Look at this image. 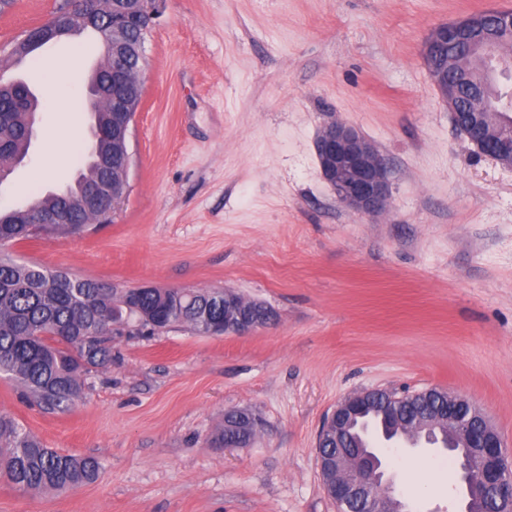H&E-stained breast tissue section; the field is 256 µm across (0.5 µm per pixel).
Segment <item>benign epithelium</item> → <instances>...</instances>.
<instances>
[{
    "mask_svg": "<svg viewBox=\"0 0 512 512\" xmlns=\"http://www.w3.org/2000/svg\"><path fill=\"white\" fill-rule=\"evenodd\" d=\"M156 0H95L92 18L111 24V34L104 44V58L111 70L108 92L109 111L112 112V130L120 146L117 161L101 157L100 168L112 171V164L129 170L132 155L129 151L132 103L130 77L142 74L140 63L144 53L142 21L153 19ZM491 24L501 32L512 33V10L487 9L461 20L434 27L425 39L421 54L430 76L448 101L457 94V83L470 72L479 69L485 79L492 76V64L512 49V38L500 40L490 47L471 44L465 49L452 47L465 30L480 29ZM455 127L472 143L478 153L512 166V119L486 112L469 98L462 109H451ZM316 154L323 178L331 186L336 201L359 214L377 216L387 210L390 186L387 167L378 149L361 132L342 122L330 121L322 126L316 142ZM122 187L112 178H98L87 183L81 195L82 204L89 211L120 194ZM239 293L224 290L223 335H247L271 325L274 310L253 299L238 302ZM377 390H365L340 401L327 419L322 438L340 437L364 414ZM418 395L445 396L448 411L413 423V427L398 428L399 436L376 439L359 447L354 458L338 452L332 458L319 455L325 476L328 496L336 504L337 512H345L358 494L372 489L394 491V479L388 474L377 452L380 445L388 447L420 448L434 442L435 431L448 432L450 446L464 449L459 463V478L465 488L463 512H512V461L503 440L488 417L469 398L430 388ZM224 424L235 425L240 435L224 437V447H248L260 427L259 420L246 409L229 408L224 412ZM480 455L482 470L478 481H473L471 454Z\"/></svg>",
    "mask_w": 512,
    "mask_h": 512,
    "instance_id": "obj_1",
    "label": "benign epithelium"
}]
</instances>
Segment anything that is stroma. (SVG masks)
Listing matches in <instances>:
<instances>
[{
    "instance_id": "35a3bbf8",
    "label": "stroma",
    "mask_w": 512,
    "mask_h": 512,
    "mask_svg": "<svg viewBox=\"0 0 512 512\" xmlns=\"http://www.w3.org/2000/svg\"><path fill=\"white\" fill-rule=\"evenodd\" d=\"M60 0L0 9V57ZM512 0H159L131 124L129 192L95 231L9 245L21 262L120 288H231L276 313L248 336L175 328L112 344L63 413L0 376V413L48 448L91 457L94 481L22 491L0 512H336L317 438L342 399L445 388L473 399L512 453V167L454 126L422 60L430 30ZM92 32L0 69L45 94L53 69L88 77ZM384 157L390 206L345 209L314 141L329 119ZM45 106L0 208L69 182L74 158L32 179L54 146ZM228 408L262 425L216 435ZM411 512H460L443 451H381ZM228 424L235 425L240 429V435L229 439L224 436V427L220 430L217 437L218 441L224 442V447H248L260 427L259 420L246 409L229 408L224 412V426Z\"/></svg>"
}]
</instances>
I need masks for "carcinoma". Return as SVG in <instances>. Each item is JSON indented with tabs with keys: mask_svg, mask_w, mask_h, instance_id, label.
Returning <instances> with one entry per match:
<instances>
[{
	"mask_svg": "<svg viewBox=\"0 0 512 512\" xmlns=\"http://www.w3.org/2000/svg\"><path fill=\"white\" fill-rule=\"evenodd\" d=\"M22 87L0 85V167L10 168L17 156L29 152L25 134L28 98ZM486 96L491 109L499 103L479 81L460 86L461 99L471 91ZM97 120L106 134L95 142L99 154L116 152L112 140V113L108 102H99ZM63 210L68 224H29L13 212L0 215V246L30 237H63L112 221L109 210L88 213L75 191L44 194L30 204V211ZM224 317V290L114 288L65 271H51L37 263H19L0 253V375L13 380L22 393L41 409L64 412L73 405L82 386V374L112 361V340L139 319L144 326L164 329L171 321L198 335L204 334L198 311ZM391 430L384 403L362 418L348 434L365 440L367 423ZM98 472L92 458L61 454L45 447L7 414H0V476L23 490L66 489L90 482Z\"/></svg>",
	"mask_w": 512,
	"mask_h": 512,
	"instance_id": "cac0c4a2",
	"label": "carcinoma"
}]
</instances>
